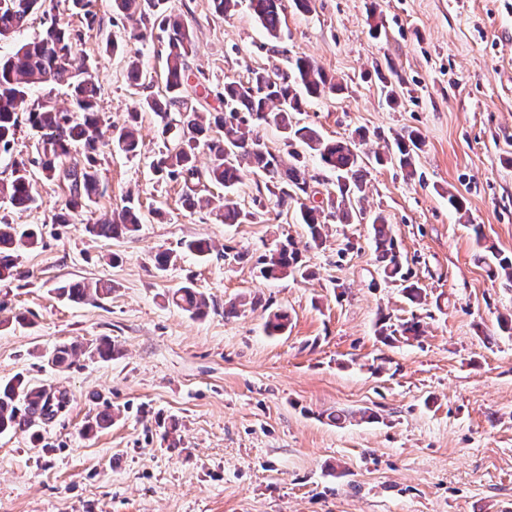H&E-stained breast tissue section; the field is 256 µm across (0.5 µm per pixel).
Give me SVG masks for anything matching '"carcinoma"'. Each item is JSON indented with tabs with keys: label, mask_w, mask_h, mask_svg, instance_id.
I'll list each match as a JSON object with an SVG mask.
<instances>
[{
	"label": "carcinoma",
	"mask_w": 512,
	"mask_h": 512,
	"mask_svg": "<svg viewBox=\"0 0 512 512\" xmlns=\"http://www.w3.org/2000/svg\"><path fill=\"white\" fill-rule=\"evenodd\" d=\"M70 10L82 15L88 25H93L96 14L90 9L92 0H68ZM113 8L128 23V37L134 41L153 38L154 29L163 33L166 53L164 75L165 94L159 99L147 95L136 102L132 117L139 111L155 113L160 118L162 135L167 142L152 161L157 176L162 179L188 182L200 177L217 187L224 188L213 211L224 224H247L255 213L245 211L229 197L249 174L264 178L268 193L275 197L277 206L299 207L300 223L307 228L313 247L324 241L326 218L338 224H353L364 218L362 200L365 181L362 170L361 147L366 135L360 131L342 139L323 137L314 127L301 125L296 114L303 111L305 101L320 98L336 91V83L312 59L298 56L290 63V73L270 74L253 70L246 81L224 82L215 94L220 107L209 111L199 108L204 94L192 81L190 57L195 52L193 28L169 10V0H113ZM249 8L259 25L270 38L278 40L283 33V0H249ZM52 0H0V39H10L25 27L30 17L40 11L49 26L37 38L19 44L6 56H0V154H9L15 142L20 119L40 133L38 157L26 162L13 160L10 180L0 182V199L17 209H29L37 204L33 194L28 164L39 165L47 181L64 183L66 193L57 204L55 222L66 224L70 218L86 209L104 193L96 168L99 146H110L126 155L140 152L138 131L133 124L112 127L105 133L98 113L100 86L95 68L85 62L77 65L81 35L66 31L52 15ZM127 82L132 87L145 84L146 74L137 57H129ZM58 85L68 89V105L55 106L29 104L31 91L39 86ZM274 123L288 142H296L303 151L291 150L288 159L272 152L259 134V127ZM83 147L84 160L71 158L73 149ZM422 138L416 131L398 134L386 152L374 154L375 163L396 165L412 178L415 163L421 150ZM206 150L209 164L200 171L198 155ZM318 158L322 166L335 176L332 191L328 193L330 211L320 205H308L309 182L303 168L304 154ZM370 235L375 262L383 280L401 289L404 298L412 305L426 299V289L411 280L404 264L392 224L382 212L370 221ZM140 231L138 206L133 197L112 219L84 225V232L95 238H132ZM479 252L475 261L487 268L494 278L504 274L512 278V256L504 255L493 244L484 241L481 225H473ZM40 232L35 227L21 228L16 224L0 222V280L14 276L15 254L39 243ZM256 264L266 279L305 278L299 253L292 242L281 243L261 253ZM61 295L73 302L91 298H104L112 294V287L100 285L90 288L82 283H69L58 288ZM172 303L192 317L205 314L208 301L194 284L187 282L173 291ZM289 315L278 310L269 315L265 332L279 335L288 329ZM423 333L420 318L416 315L398 324L380 319L377 334L385 344L400 338L416 339ZM80 352H87L101 359L112 357V345L102 340L95 347L71 343L55 348L49 362L67 368ZM67 403L66 394L52 392L43 386H33L22 379L0 385V434L28 431L38 419L50 420ZM41 411L40 418L33 417L32 409Z\"/></svg>",
	"instance_id": "1"
}]
</instances>
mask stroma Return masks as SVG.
<instances>
[{
    "mask_svg": "<svg viewBox=\"0 0 512 512\" xmlns=\"http://www.w3.org/2000/svg\"><path fill=\"white\" fill-rule=\"evenodd\" d=\"M172 6L197 32L191 65L213 92L254 69L287 72L305 55L344 86L302 116L325 137L364 129L369 157L397 133L421 134L414 180L365 163L363 207L390 218L427 301L411 306L383 281L368 224L328 225L323 245L308 246L304 225L258 192L256 176L233 194L252 223L187 210V188L203 198L215 189L157 180L159 119L139 113L140 155L99 150L107 191L73 223H53L64 189L35 166L36 207L0 200V219L42 232L0 281V382L20 376L69 398L36 433L0 435V512H512V336L498 329L512 315V282L475 262L471 230L481 225L512 254V0H310L287 6L277 41L246 0L226 18L211 0ZM93 10L90 27L55 0L58 23L81 31V55L98 67L104 126L119 127L136 100L161 92L164 50L155 39L136 45L147 79L130 87L124 53L105 50L127 22L112 0ZM452 192L465 197L464 214L449 208ZM129 194L143 219L137 238L83 233ZM285 238L313 278H261L258 255ZM187 239L213 250L182 252ZM163 250L176 260L160 271L153 256ZM76 281L115 290L94 303L58 296ZM187 282L209 299L202 317L167 302ZM250 294L261 304L225 317L226 303ZM278 309L288 330L266 335ZM383 314L419 316L423 336L382 344ZM102 338L111 359L81 356L59 371L44 358ZM364 409L372 419L328 418ZM103 412L111 427L86 432Z\"/></svg>",
    "mask_w": 512,
    "mask_h": 512,
    "instance_id": "1",
    "label": "stroma"
}]
</instances>
